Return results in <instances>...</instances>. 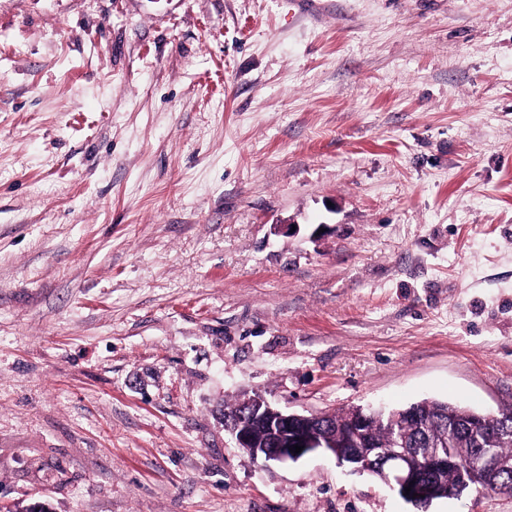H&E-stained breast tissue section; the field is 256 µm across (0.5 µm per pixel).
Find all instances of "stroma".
I'll return each instance as SVG.
<instances>
[{
  "mask_svg": "<svg viewBox=\"0 0 512 512\" xmlns=\"http://www.w3.org/2000/svg\"><path fill=\"white\" fill-rule=\"evenodd\" d=\"M255 393L512 407V0H0V508L417 512ZM263 400L267 406L266 414L271 419L272 429L274 431V437L272 438V448H264L261 452L258 449H255L252 453L250 448L251 436L249 433V427L245 420V416L243 415L235 421L225 420L224 418V427L233 436L238 448H242L251 452L255 462L260 463L262 466H267L270 462H295L311 453L323 451V448H328L327 442L324 440V438H315L311 433L307 431L313 426H318V421L320 420L321 415H306L297 412L280 410L278 408H274L265 399ZM305 420L309 422V426H305V432L302 433L298 428V425H306ZM283 431L288 432V438L285 442H282L281 439ZM295 444H298V446H303L301 453H294L295 449L290 451V448H293V445ZM248 455L251 457L249 453Z\"/></svg>",
  "mask_w": 512,
  "mask_h": 512,
  "instance_id": "obj_1",
  "label": "stroma"
}]
</instances>
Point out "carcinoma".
<instances>
[{
  "instance_id": "1",
  "label": "carcinoma",
  "mask_w": 512,
  "mask_h": 512,
  "mask_svg": "<svg viewBox=\"0 0 512 512\" xmlns=\"http://www.w3.org/2000/svg\"><path fill=\"white\" fill-rule=\"evenodd\" d=\"M449 409L446 401L424 399L411 408L417 416L416 421L409 424L402 421L396 425L388 421V412H377L362 427L359 444L350 439L353 415L346 410L324 418L319 434L330 439L334 445L332 452L338 455L367 446L381 452L400 435L410 447L422 454L446 452L451 458L462 459L474 455L477 448H491L498 461L507 465L512 463V437L493 442L486 435V430L490 428L512 431V408L499 411L494 419L485 424L475 416L464 413L450 421ZM460 480L458 469L450 464L438 475L422 480L415 492L434 500L446 498L448 489L456 487ZM484 480L494 492H512V468L491 469L484 475Z\"/></svg>"
}]
</instances>
